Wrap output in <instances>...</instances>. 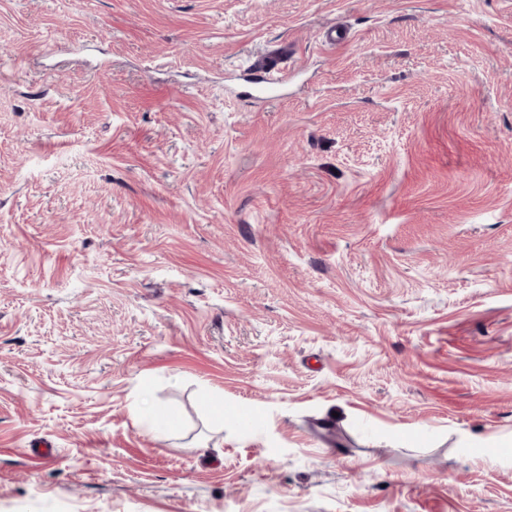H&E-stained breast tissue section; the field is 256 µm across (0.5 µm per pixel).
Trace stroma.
Masks as SVG:
<instances>
[{"label":"stroma","mask_w":512,"mask_h":512,"mask_svg":"<svg viewBox=\"0 0 512 512\" xmlns=\"http://www.w3.org/2000/svg\"><path fill=\"white\" fill-rule=\"evenodd\" d=\"M508 441L512 0H0V512H512Z\"/></svg>","instance_id":"35a3bbf8"}]
</instances>
